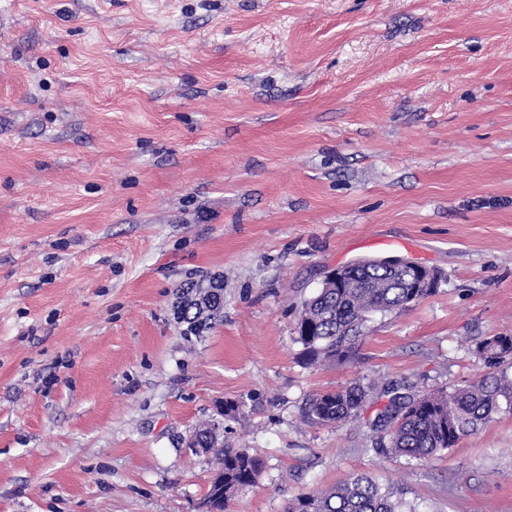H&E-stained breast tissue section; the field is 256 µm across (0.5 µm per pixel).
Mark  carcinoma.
Instances as JSON below:
<instances>
[{
  "mask_svg": "<svg viewBox=\"0 0 512 512\" xmlns=\"http://www.w3.org/2000/svg\"><path fill=\"white\" fill-rule=\"evenodd\" d=\"M382 280V271L373 267L356 270L353 285L324 288L305 303L303 320L310 322L312 335L299 331L297 341L310 364L346 362L353 358L361 330L369 315L399 311L416 300L435 293L420 290L411 298L409 288H363L364 279ZM179 318L196 331L208 327L209 314L196 310V302H186ZM475 354L485 371L461 386L446 390L415 391L414 387L389 385L387 404L372 422L379 433L377 452L391 453L409 461H422L455 447L460 440L476 434L494 415L512 410V375L504 365H512V335L490 336L476 345ZM370 387L360 381L315 395L309 405L310 419L324 425H340L361 415ZM220 474L206 495L213 512H227L229 503L255 483L263 468L261 458L240 448L220 449ZM288 512H416L391 487H382L367 476H356L342 484L297 496Z\"/></svg>",
  "mask_w": 512,
  "mask_h": 512,
  "instance_id": "1",
  "label": "carcinoma"
}]
</instances>
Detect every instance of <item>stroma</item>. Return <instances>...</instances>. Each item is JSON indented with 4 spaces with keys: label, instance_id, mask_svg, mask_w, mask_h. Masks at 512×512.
Segmentation results:
<instances>
[{
    "label": "stroma",
    "instance_id": "35a3bbf8",
    "mask_svg": "<svg viewBox=\"0 0 512 512\" xmlns=\"http://www.w3.org/2000/svg\"><path fill=\"white\" fill-rule=\"evenodd\" d=\"M387 256L440 288L307 364L326 271ZM500 333L512 0H0V512H198L217 464L188 441L215 423L264 461L230 512L358 474L512 512V411L424 461L374 451L375 399L306 418L357 379L468 382ZM196 300H190L187 301L183 307L181 308V311L179 314V318L188 323L191 327V329H194L196 331H200L202 329H205L208 327L212 320L215 319V317H211L212 314H204L202 315L200 311L196 310ZM371 388L361 381L316 394L309 405L310 419L324 425H340L361 415Z\"/></svg>",
    "mask_w": 512,
    "mask_h": 512
}]
</instances>
